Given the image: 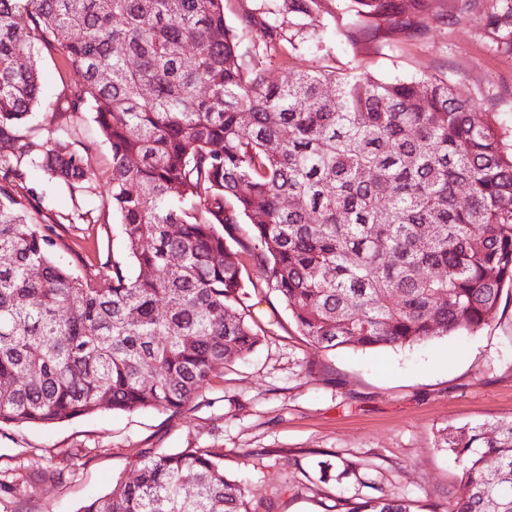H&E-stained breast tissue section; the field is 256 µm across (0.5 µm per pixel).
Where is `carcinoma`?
Here are the masks:
<instances>
[{"instance_id": "1", "label": "carcinoma", "mask_w": 512, "mask_h": 512, "mask_svg": "<svg viewBox=\"0 0 512 512\" xmlns=\"http://www.w3.org/2000/svg\"><path fill=\"white\" fill-rule=\"evenodd\" d=\"M272 0L227 22L224 0H0V152L13 183L37 168L89 189L76 129L34 109L88 113L111 152L104 207L124 251L83 278L56 262L37 192L0 184V426L101 410L177 413L265 332L247 289L274 290L317 348H401L474 332L512 283V144L492 112L441 77L271 83L267 60L330 22L380 48L429 0ZM299 19L286 29L283 19ZM512 0L496 28L512 45ZM257 33L249 56L240 35ZM82 81L48 100L41 58ZM253 264L251 278L247 264ZM456 512H512V420L457 427ZM221 448L142 452L131 479L78 512H248ZM344 512H411L371 496Z\"/></svg>"}]
</instances>
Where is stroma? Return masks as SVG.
Instances as JSON below:
<instances>
[{
  "label": "stroma",
  "instance_id": "35a3bbf8",
  "mask_svg": "<svg viewBox=\"0 0 512 512\" xmlns=\"http://www.w3.org/2000/svg\"><path fill=\"white\" fill-rule=\"evenodd\" d=\"M493 6L431 0L379 50H354L328 28L321 41L282 46L267 76L284 84L317 69L380 79L432 74L510 131L512 51L497 43ZM69 121L90 145L89 192L74 199L48 189L38 169L26 185L45 196L38 222L56 259L90 278L109 271L124 246L101 210L111 171L97 125L87 113L69 120L41 112L47 128ZM246 303L262 343L225 365L181 412L102 411L50 427H0V512H78L132 477L146 448L223 449L224 471L245 487L251 512H343L345 502L376 493L408 500L413 512H454L459 464L437 440L445 429L512 419V292L478 331L403 348L320 350L275 292L250 291ZM343 461L359 469L340 480Z\"/></svg>",
  "mask_w": 512,
  "mask_h": 512
}]
</instances>
